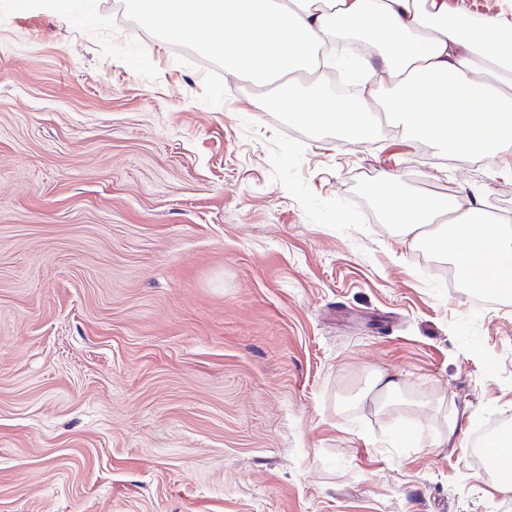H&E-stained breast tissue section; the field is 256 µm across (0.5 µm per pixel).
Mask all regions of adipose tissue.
<instances>
[{"label": "adipose tissue", "instance_id": "obj_1", "mask_svg": "<svg viewBox=\"0 0 512 512\" xmlns=\"http://www.w3.org/2000/svg\"><path fill=\"white\" fill-rule=\"evenodd\" d=\"M144 23L168 35L208 37L227 69L260 88L279 84L289 119L367 135L376 112L444 149L496 157L512 149V21L451 0H135ZM363 34L375 81L366 95L332 97L319 50L341 33ZM383 208L402 239L451 256L467 281L512 291V234L462 212L449 230L424 234L445 212L439 199L394 190Z\"/></svg>", "mask_w": 512, "mask_h": 512}]
</instances>
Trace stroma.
Returning <instances> with one entry per match:
<instances>
[{
  "label": "stroma",
  "instance_id": "35a3bbf8",
  "mask_svg": "<svg viewBox=\"0 0 512 512\" xmlns=\"http://www.w3.org/2000/svg\"><path fill=\"white\" fill-rule=\"evenodd\" d=\"M113 2L0 0V512H512L470 453L512 427V295L377 190L512 229V152L260 111ZM397 176L391 172H384L381 184L383 208L388 222L397 224L399 236L404 240L418 241L422 238V228L434 224L436 219L446 210L439 199L433 197L414 196L399 190H392Z\"/></svg>",
  "mask_w": 512,
  "mask_h": 512
}]
</instances>
